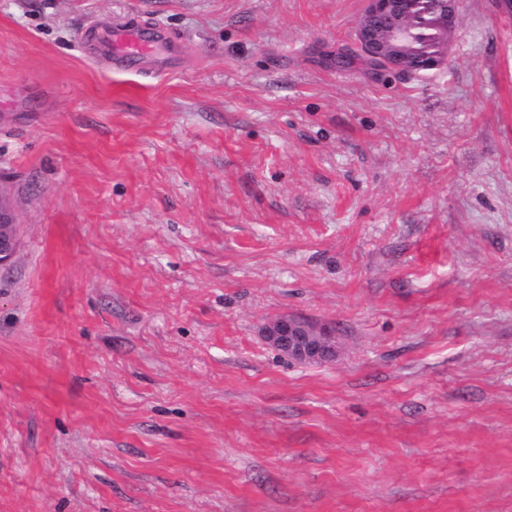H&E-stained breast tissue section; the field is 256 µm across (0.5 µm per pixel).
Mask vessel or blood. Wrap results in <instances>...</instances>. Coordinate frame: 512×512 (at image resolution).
<instances>
[{"instance_id": "b4317fda", "label": "vessel or blood", "mask_w": 512, "mask_h": 512, "mask_svg": "<svg viewBox=\"0 0 512 512\" xmlns=\"http://www.w3.org/2000/svg\"><path fill=\"white\" fill-rule=\"evenodd\" d=\"M91 55L108 61L114 70L145 67L166 71L177 59L179 45L160 26L146 21L92 23L83 32Z\"/></svg>"}]
</instances>
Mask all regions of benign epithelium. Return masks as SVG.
<instances>
[{"mask_svg":"<svg viewBox=\"0 0 512 512\" xmlns=\"http://www.w3.org/2000/svg\"><path fill=\"white\" fill-rule=\"evenodd\" d=\"M455 8L449 0H364L355 32L360 53L379 60L387 71L425 76L448 59V32ZM18 211L0 191V266L19 245ZM264 340L289 360L326 363L334 360L338 342L327 324L283 315L268 323Z\"/></svg>","mask_w":512,"mask_h":512,"instance_id":"benign-epithelium-1","label":"benign epithelium"}]
</instances>
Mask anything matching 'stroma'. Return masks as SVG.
I'll return each mask as SVG.
<instances>
[{
	"mask_svg": "<svg viewBox=\"0 0 512 512\" xmlns=\"http://www.w3.org/2000/svg\"><path fill=\"white\" fill-rule=\"evenodd\" d=\"M362 6L0 0V512H512V11L409 77L337 68ZM91 55L108 61L112 69L129 71L146 67L163 73L177 59L178 42L152 22H94L83 32ZM18 215L12 199L0 189V266L17 251L20 229ZM264 340L288 360L298 363H326L334 360L338 342L327 324L283 315L268 323Z\"/></svg>",
	"mask_w": 512,
	"mask_h": 512,
	"instance_id": "1",
	"label": "stroma"
}]
</instances>
